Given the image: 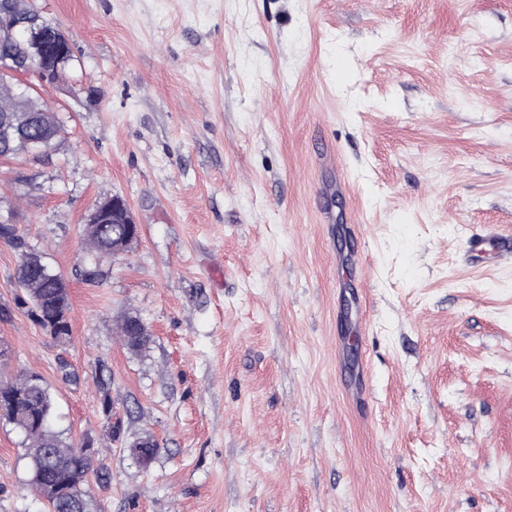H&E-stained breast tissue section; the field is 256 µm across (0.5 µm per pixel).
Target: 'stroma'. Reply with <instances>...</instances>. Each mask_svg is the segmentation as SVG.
<instances>
[{
  "label": "stroma",
  "mask_w": 512,
  "mask_h": 512,
  "mask_svg": "<svg viewBox=\"0 0 512 512\" xmlns=\"http://www.w3.org/2000/svg\"><path fill=\"white\" fill-rule=\"evenodd\" d=\"M33 5L74 52L42 95L64 131L0 159V215L65 276L72 335L0 241V379L38 374L93 440L92 512H512V263L464 257L512 235V0ZM113 196L139 239L89 285ZM29 472L0 421V512H47ZM91 214L96 216L100 224H92L91 221H88L86 238L89 251L92 253V258L90 263L80 271V276L86 283L88 281L86 277L89 275L91 269L96 268V273L98 272L97 269L99 264L97 259L101 255L111 252L108 257H112V255H116L121 252L119 251L120 244H116L112 247V238H116L122 233V229L117 226H112L113 224H126L128 227V235L130 238L121 243V246L131 242L132 240H136L139 237V225L137 224L131 210L122 199L117 198L116 196H113L112 199L96 204ZM111 214L112 224H106ZM494 239L487 232H472L466 238L465 251L468 256V263L478 265L483 262L488 253L487 247ZM139 319L138 316L127 315L120 323L119 331L126 348L134 353L144 350L150 342L149 336H134L133 321Z\"/></svg>",
  "instance_id": "stroma-1"
}]
</instances>
